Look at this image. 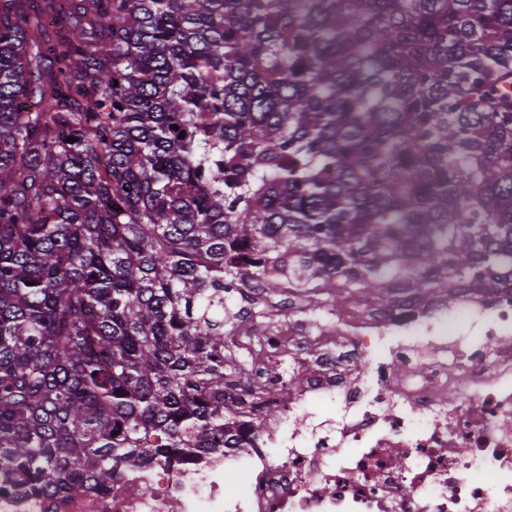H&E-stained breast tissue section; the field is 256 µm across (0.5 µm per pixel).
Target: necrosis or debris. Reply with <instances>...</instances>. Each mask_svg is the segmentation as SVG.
Masks as SVG:
<instances>
[{
  "label": "necrosis or debris",
  "instance_id": "obj_1",
  "mask_svg": "<svg viewBox=\"0 0 512 512\" xmlns=\"http://www.w3.org/2000/svg\"><path fill=\"white\" fill-rule=\"evenodd\" d=\"M325 336V375L304 372L292 314L254 350L253 379L294 360L288 405L252 448L134 471L58 512H512V290L464 295L414 319L371 296ZM337 405L317 420L318 404Z\"/></svg>",
  "mask_w": 512,
  "mask_h": 512
}]
</instances>
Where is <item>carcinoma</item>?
Wrapping results in <instances>:
<instances>
[{
    "label": "carcinoma",
    "mask_w": 512,
    "mask_h": 512,
    "mask_svg": "<svg viewBox=\"0 0 512 512\" xmlns=\"http://www.w3.org/2000/svg\"><path fill=\"white\" fill-rule=\"evenodd\" d=\"M502 285L512 0H0V496L262 437L240 287L317 380L319 313Z\"/></svg>",
    "instance_id": "obj_1"
}]
</instances>
